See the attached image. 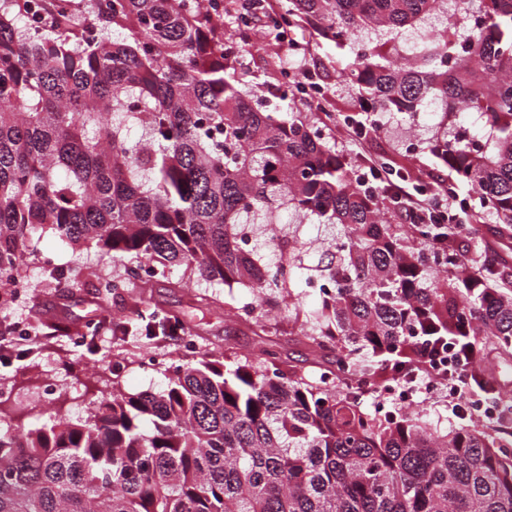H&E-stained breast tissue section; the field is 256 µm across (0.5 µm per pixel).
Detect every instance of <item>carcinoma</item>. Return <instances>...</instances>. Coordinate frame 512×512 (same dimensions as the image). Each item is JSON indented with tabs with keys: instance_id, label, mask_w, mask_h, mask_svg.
Listing matches in <instances>:
<instances>
[{
	"instance_id": "cac0c4a2",
	"label": "carcinoma",
	"mask_w": 512,
	"mask_h": 512,
	"mask_svg": "<svg viewBox=\"0 0 512 512\" xmlns=\"http://www.w3.org/2000/svg\"><path fill=\"white\" fill-rule=\"evenodd\" d=\"M285 0L340 50L361 101L434 116L428 152L470 188V218L512 229V0ZM0 0V305L24 244L159 261L288 308L280 345L172 361L166 389L112 392L84 421L0 428V512H512V441L366 406L417 351L512 353V282L461 276L455 224L380 216L319 129L235 78L224 0ZM286 214L295 223L282 224ZM316 224L323 246L302 237ZM315 289L312 305L293 293ZM176 315L135 311L149 334Z\"/></svg>"
}]
</instances>
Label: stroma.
<instances>
[{"mask_svg": "<svg viewBox=\"0 0 512 512\" xmlns=\"http://www.w3.org/2000/svg\"><path fill=\"white\" fill-rule=\"evenodd\" d=\"M301 43L304 57L288 48L289 41ZM224 42L239 47L237 76L245 88L257 90L263 108L290 110L307 116L318 126L327 143L352 164L361 155H373L394 168L408 170L409 181L424 185L430 176L453 182L454 174L428 155L406 154L401 143L407 134L428 138L431 126L427 114L414 119L383 114L379 130L366 140H357L345 123L358 115V88L336 73L338 53L334 46L319 40L304 24L273 27L267 19L245 21L239 0H228L224 10ZM305 69L310 82L321 87V100L280 99L279 88L287 71ZM28 253V287L15 300L0 308V321L19 323L27 338L21 341L24 355L9 356L0 363V388L8 390L6 420L30 429L47 424L52 414L73 421L85 419L93 405L110 396L113 384L125 393L136 395L161 390L167 383L163 365L181 357L179 343L168 337L146 338L144 333L123 329L133 311L150 308L165 314L180 313L185 334L193 335L200 354L222 353L225 343L237 351L251 352L266 337L286 341L288 360L298 369L311 372L307 351L289 343L288 324L281 316L255 324L242 316L241 308L253 299L245 288H204L183 268L167 269L164 277L130 280L119 292L96 290L97 274L107 272L118 277L126 268L136 266L131 257L112 258L89 254L73 257L51 233L32 239ZM64 267L61 281L50 279L45 261ZM110 310L112 321L90 343L80 336L96 322L103 310ZM120 364V375H113V364ZM56 381L67 390L65 399L39 407L38 397L47 382Z\"/></svg>", "mask_w": 512, "mask_h": 512, "instance_id": "35a3bbf8", "label": "stroma"}]
</instances>
